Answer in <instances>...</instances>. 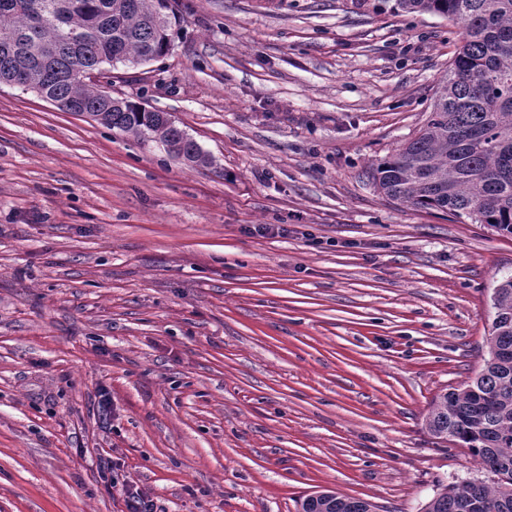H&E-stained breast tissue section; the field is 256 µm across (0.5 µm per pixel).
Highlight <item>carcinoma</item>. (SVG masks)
<instances>
[{"label":"carcinoma","mask_w":512,"mask_h":512,"mask_svg":"<svg viewBox=\"0 0 512 512\" xmlns=\"http://www.w3.org/2000/svg\"><path fill=\"white\" fill-rule=\"evenodd\" d=\"M176 0H0V83L73 105L109 129L155 136L165 149L204 166L200 146L174 121L125 101L108 108L80 71L142 66L169 53L180 23ZM395 10L461 24L462 37L420 134L373 169L378 189L406 206L486 224L512 236V0H395ZM64 14L63 26L46 21ZM497 359L439 394L426 425L467 450L496 479L468 481L433 497L424 512H512V278L491 296ZM301 512H374L333 491Z\"/></svg>","instance_id":"obj_1"}]
</instances>
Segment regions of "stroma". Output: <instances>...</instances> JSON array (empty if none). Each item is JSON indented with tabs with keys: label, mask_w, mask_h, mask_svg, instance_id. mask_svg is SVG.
Returning a JSON list of instances; mask_svg holds the SVG:
<instances>
[{
	"label": "stroma",
	"mask_w": 512,
	"mask_h": 512,
	"mask_svg": "<svg viewBox=\"0 0 512 512\" xmlns=\"http://www.w3.org/2000/svg\"><path fill=\"white\" fill-rule=\"evenodd\" d=\"M112 96L205 167L0 85V512H423L492 476L435 439L489 356L512 237L385 197L460 42L361 0H178ZM260 224L286 235L256 234ZM121 493L126 498L129 512H153V503L148 500L144 493L133 485L123 484ZM314 499L311 495L304 498L300 504L301 512H374V505L368 501L345 498L333 491Z\"/></svg>",
	"instance_id": "1"
}]
</instances>
